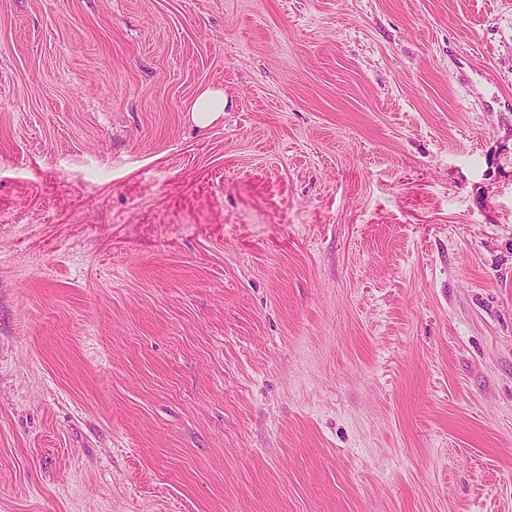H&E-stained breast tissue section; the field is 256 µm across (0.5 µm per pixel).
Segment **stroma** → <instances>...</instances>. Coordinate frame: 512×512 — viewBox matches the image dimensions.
Here are the masks:
<instances>
[{"mask_svg":"<svg viewBox=\"0 0 512 512\" xmlns=\"http://www.w3.org/2000/svg\"><path fill=\"white\" fill-rule=\"evenodd\" d=\"M0 512H512V0H0ZM224 112V92L212 88L202 90L191 109V119L198 127H208Z\"/></svg>","mask_w":512,"mask_h":512,"instance_id":"35a3bbf8","label":"stroma"}]
</instances>
